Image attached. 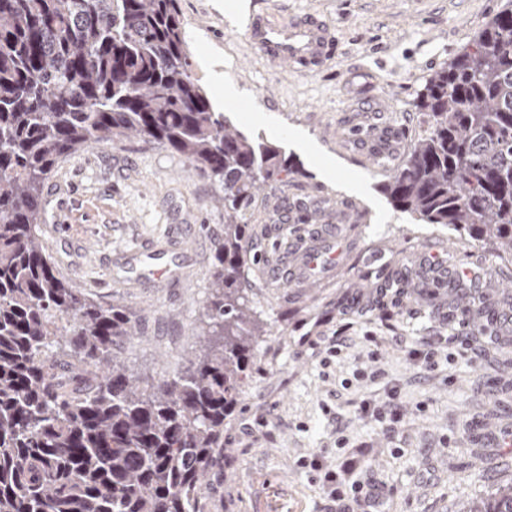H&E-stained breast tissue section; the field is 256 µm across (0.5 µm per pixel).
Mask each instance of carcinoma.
Returning a JSON list of instances; mask_svg holds the SVG:
<instances>
[{"label": "carcinoma", "mask_w": 512, "mask_h": 512, "mask_svg": "<svg viewBox=\"0 0 512 512\" xmlns=\"http://www.w3.org/2000/svg\"><path fill=\"white\" fill-rule=\"evenodd\" d=\"M189 56L178 0H0V512H200L266 335L243 288L250 210L295 169L214 110ZM416 107L426 127L383 194L512 259L511 7ZM126 138L182 154L224 202L206 349L149 388L119 357L140 314L71 287L38 236L58 160ZM468 512H512V485Z\"/></svg>", "instance_id": "1"}]
</instances>
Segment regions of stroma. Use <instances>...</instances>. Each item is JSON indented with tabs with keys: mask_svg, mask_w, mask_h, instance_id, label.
Segmentation results:
<instances>
[{
	"mask_svg": "<svg viewBox=\"0 0 512 512\" xmlns=\"http://www.w3.org/2000/svg\"><path fill=\"white\" fill-rule=\"evenodd\" d=\"M228 20L216 0H179L192 74L208 55L224 60L238 98L214 102L247 136L277 146L296 167L257 196L250 222L262 257L244 286L269 334L202 489V512H329L312 461L344 484L367 480L385 512H463L512 483V453L478 445L479 431L512 420V344L473 336L446 313L456 303L433 283L386 290L401 266L452 251L458 262L512 279V262L488 246L396 210L381 192L389 165L373 164L360 136L375 125L405 127L395 163L425 126L416 95L430 74L472 42L505 0H263L275 14L313 9L340 31L333 70L301 77L267 72L250 49L237 0ZM337 164L341 179L324 170ZM42 243L67 282L94 301L141 315L142 336L125 365L144 384L187 366L210 294L224 208L210 181L157 144L114 141L64 156L47 179ZM336 235L332 273L298 284L306 246ZM182 267L156 275L160 264ZM448 338L435 370L411 350ZM338 356H328L335 341ZM454 360H447V353ZM396 392L401 422L365 415ZM344 445H337V438Z\"/></svg>",
	"mask_w": 512,
	"mask_h": 512,
	"instance_id": "35a3bbf8",
	"label": "stroma"
}]
</instances>
